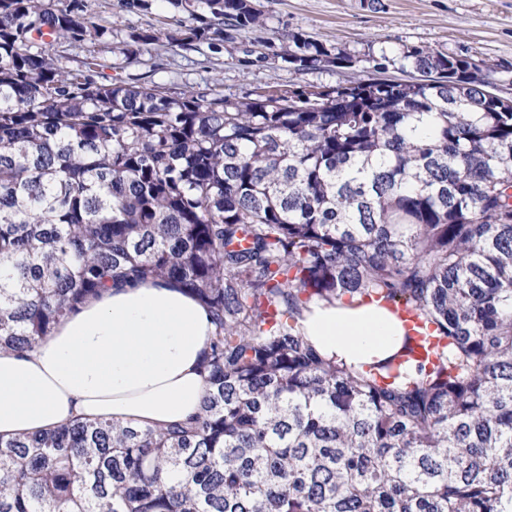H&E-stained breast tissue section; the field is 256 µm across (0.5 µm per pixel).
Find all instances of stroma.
Segmentation results:
<instances>
[{
	"instance_id": "stroma-1",
	"label": "stroma",
	"mask_w": 512,
	"mask_h": 512,
	"mask_svg": "<svg viewBox=\"0 0 512 512\" xmlns=\"http://www.w3.org/2000/svg\"><path fill=\"white\" fill-rule=\"evenodd\" d=\"M77 2L112 29L97 47L103 82L121 79L177 92L219 82L225 93L235 94L252 85L341 81V73L328 69L300 74L281 64L243 65L252 39L279 53L288 47L289 34L299 31L356 56L416 45L480 58L494 65L501 90L512 87V0H257L266 23L258 36L243 35L218 51L204 44L186 51L162 39L134 61L122 52L132 31L151 24L165 32L191 24L190 15L174 11L167 0H155L145 15L125 10L120 0Z\"/></svg>"
}]
</instances>
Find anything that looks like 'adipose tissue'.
Instances as JSON below:
<instances>
[{
	"label": "adipose tissue",
	"mask_w": 512,
	"mask_h": 512,
	"mask_svg": "<svg viewBox=\"0 0 512 512\" xmlns=\"http://www.w3.org/2000/svg\"><path fill=\"white\" fill-rule=\"evenodd\" d=\"M208 310L174 284L115 286L64 318L35 349H0V439L39 436L78 420L160 428L186 421L206 393ZM308 336L328 354L365 362L401 329L368 308L316 310Z\"/></svg>",
	"instance_id": "obj_1"
}]
</instances>
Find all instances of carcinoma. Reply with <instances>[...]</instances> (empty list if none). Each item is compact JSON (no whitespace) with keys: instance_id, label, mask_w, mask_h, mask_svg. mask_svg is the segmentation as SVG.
<instances>
[{"instance_id":"obj_1","label":"carcinoma","mask_w":512,"mask_h":512,"mask_svg":"<svg viewBox=\"0 0 512 512\" xmlns=\"http://www.w3.org/2000/svg\"><path fill=\"white\" fill-rule=\"evenodd\" d=\"M168 2L185 50L262 26L254 0ZM46 31L108 33L69 0H0V347L149 277L214 330L192 418L0 439V512H512V107L465 58L297 32L295 71L369 76L177 93L101 82L95 55L66 70L33 50ZM400 302L444 339L433 359L405 331L349 365L303 332L316 307Z\"/></svg>"}]
</instances>
